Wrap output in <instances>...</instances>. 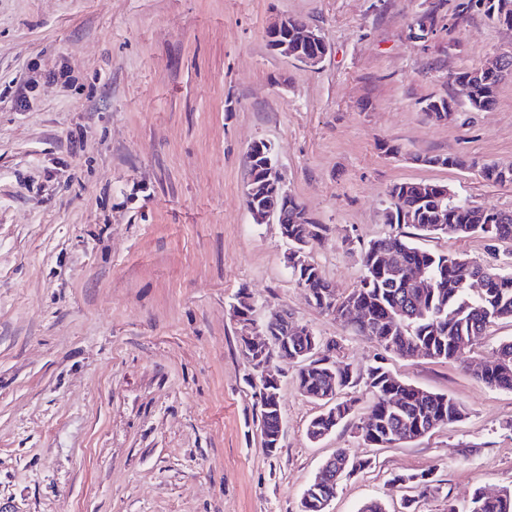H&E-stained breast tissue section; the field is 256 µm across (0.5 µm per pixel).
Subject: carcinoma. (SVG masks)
Returning <instances> with one entry per match:
<instances>
[{
    "label": "carcinoma",
    "mask_w": 512,
    "mask_h": 512,
    "mask_svg": "<svg viewBox=\"0 0 512 512\" xmlns=\"http://www.w3.org/2000/svg\"><path fill=\"white\" fill-rule=\"evenodd\" d=\"M495 22L502 11L512 13V0H456L453 16L457 20L470 17L478 6ZM512 73V54H502L484 64L456 74V92L450 98L428 101L425 110L437 106L453 107L464 101L476 110L491 107L496 100L497 86L505 74ZM429 165L442 167H473L460 156L424 158ZM261 160L251 165L250 175L257 189L254 202L261 204L266 189L260 170ZM480 173L494 184L512 183V165L483 163ZM390 195L405 200L411 208L412 227L423 235L479 236L494 240H512V213L481 210L462 200L452 198L447 186L439 183L402 182L393 185ZM302 205L288 198L285 223L281 235L291 247L305 248L321 238L323 226L307 219ZM363 276L345 296H333V289L315 263L290 268L298 285L311 291L314 305L331 313L336 321L352 332L375 341L384 350L402 357L430 358L439 361L461 359L486 334L489 326L502 320H512V261L485 264L463 254L433 253L423 250L401 234H388L361 249ZM422 267L427 282L410 285L404 277L413 268ZM473 277L485 279L481 294L468 285ZM362 308L368 320L355 324L346 311ZM318 337L288 335V346L281 350L293 356L308 351V362L299 366L296 382L303 395L321 402L331 390H336V402L314 417L308 427L310 439L324 437L348 421L356 400L343 397V391L354 383L349 364L331 356H317L311 346ZM471 375L490 388L512 390V338L502 341L491 358L470 363ZM367 386L372 394L370 413L373 423L362 435L364 442L377 446L407 444L433 430L461 420L464 409L443 393L422 389L393 375L382 365L367 370ZM280 386L272 384L258 390L260 424L270 436L283 432L280 407ZM370 461L354 459L342 451L336 452V469L321 483L319 491L310 494L312 504L306 512H323L318 503L336 492L338 478L361 471ZM448 512H512V490L501 495L475 490L469 501L448 502Z\"/></svg>",
    "instance_id": "cac0c4a2"
}]
</instances>
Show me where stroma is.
Masks as SVG:
<instances>
[{"label":"stroma","instance_id":"stroma-1","mask_svg":"<svg viewBox=\"0 0 512 512\" xmlns=\"http://www.w3.org/2000/svg\"><path fill=\"white\" fill-rule=\"evenodd\" d=\"M429 0H0V512H299L336 450L370 459L330 512H448L479 487L512 489V391L466 363L512 338L489 327L464 360L406 358L342 329L284 262L278 224L247 210L249 146L272 144L288 191L323 224L313 262L337 295L361 248L390 233L419 248L505 259L510 241L417 236L385 222L401 182L447 185L512 211V184L457 155L512 163V78L495 104L429 119L456 73L512 53V27L481 10L417 36ZM307 22L330 47L320 69L273 53L266 30ZM288 310L340 345L356 375L353 423L306 435L322 406L282 373L281 447L262 446L251 369L230 307ZM444 393L464 418L378 448L354 427L366 371ZM428 475L434 492L403 481Z\"/></svg>","mask_w":512,"mask_h":512}]
</instances>
